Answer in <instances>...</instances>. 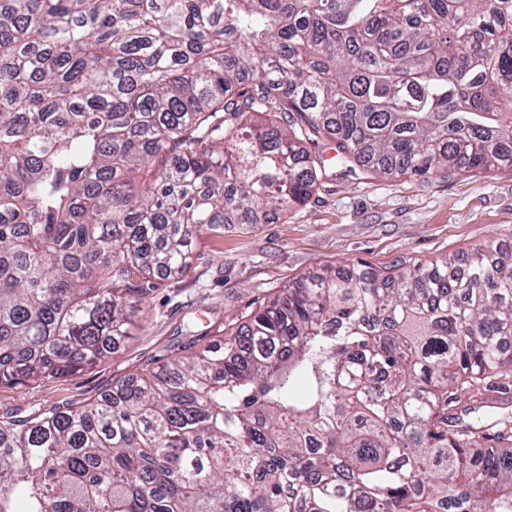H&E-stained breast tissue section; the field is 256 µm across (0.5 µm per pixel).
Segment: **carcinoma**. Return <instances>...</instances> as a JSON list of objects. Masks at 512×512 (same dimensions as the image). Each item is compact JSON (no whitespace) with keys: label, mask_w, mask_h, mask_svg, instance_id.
Segmentation results:
<instances>
[{"label":"carcinoma","mask_w":512,"mask_h":512,"mask_svg":"<svg viewBox=\"0 0 512 512\" xmlns=\"http://www.w3.org/2000/svg\"><path fill=\"white\" fill-rule=\"evenodd\" d=\"M512 166V0H0V385L72 376L192 241L327 175ZM512 248L324 266L80 408L0 512H512Z\"/></svg>","instance_id":"obj_1"}]
</instances>
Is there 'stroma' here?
<instances>
[{
  "label": "stroma",
  "mask_w": 512,
  "mask_h": 512,
  "mask_svg": "<svg viewBox=\"0 0 512 512\" xmlns=\"http://www.w3.org/2000/svg\"><path fill=\"white\" fill-rule=\"evenodd\" d=\"M480 243L512 246V167L425 183L360 172L330 177L281 220L230 227L220 238L196 237L190 269L162 280L148 299L147 320L112 354L73 377L0 385V414L94 400L169 354L189 325L220 324L322 265L427 263L465 255Z\"/></svg>",
  "instance_id": "35a3bbf8"
}]
</instances>
